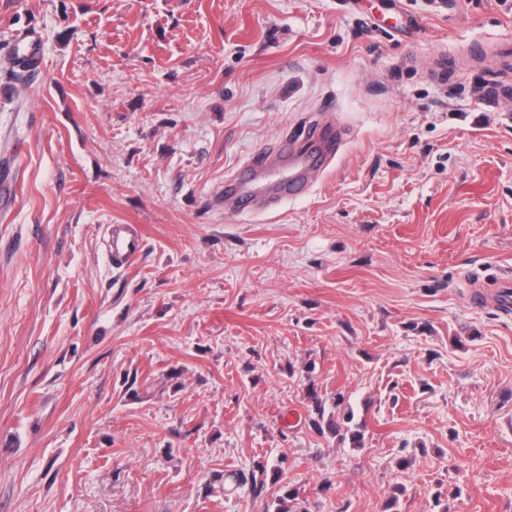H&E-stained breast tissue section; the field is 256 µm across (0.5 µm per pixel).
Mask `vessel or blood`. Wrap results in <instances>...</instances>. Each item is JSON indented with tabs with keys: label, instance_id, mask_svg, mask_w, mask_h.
I'll use <instances>...</instances> for the list:
<instances>
[{
	"label": "vessel or blood",
	"instance_id": "1",
	"mask_svg": "<svg viewBox=\"0 0 512 512\" xmlns=\"http://www.w3.org/2000/svg\"><path fill=\"white\" fill-rule=\"evenodd\" d=\"M495 54L502 63L494 84L485 92L491 107L512 111V42L499 44ZM345 131L332 120L310 126L304 137L286 139L252 156L244 165L245 174L224 181V208L233 212L256 211L282 198H296L309 190L314 176L330 167L341 153ZM281 167L288 182L280 188L268 186L266 173ZM107 253L113 268L128 266L141 252L143 236L134 224H110L104 233ZM470 297L500 314H512V279L470 283Z\"/></svg>",
	"mask_w": 512,
	"mask_h": 512
}]
</instances>
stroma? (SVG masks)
<instances>
[{"mask_svg": "<svg viewBox=\"0 0 512 512\" xmlns=\"http://www.w3.org/2000/svg\"><path fill=\"white\" fill-rule=\"evenodd\" d=\"M502 40L512 0H0V512H512V317L463 286L512 275ZM327 117L304 197L225 210ZM494 52L501 61L502 67L495 72L496 80L484 94L491 107L502 109L507 106V110L502 113L510 115L512 111V42L499 44ZM345 131L333 120L310 126L304 137L285 139L252 156L243 166L245 177L224 180V208L233 212L256 211L277 199L297 198L309 190L313 177L330 167L342 152ZM288 170V183L271 188L266 181L270 168ZM104 241L112 267L115 269L128 266L143 247L142 231L136 224L107 225Z\"/></svg>", "mask_w": 512, "mask_h": 512, "instance_id": "stroma-1", "label": "stroma"}]
</instances>
